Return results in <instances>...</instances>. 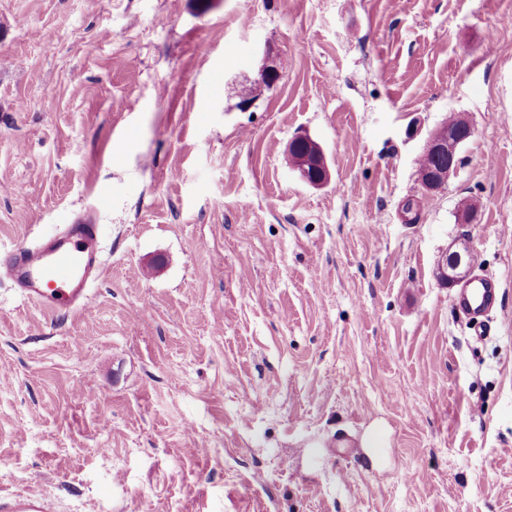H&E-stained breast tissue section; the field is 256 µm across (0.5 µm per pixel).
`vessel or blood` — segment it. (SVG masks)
Listing matches in <instances>:
<instances>
[{"instance_id":"vessel-or-blood-1","label":"vessel or blood","mask_w":512,"mask_h":512,"mask_svg":"<svg viewBox=\"0 0 512 512\" xmlns=\"http://www.w3.org/2000/svg\"><path fill=\"white\" fill-rule=\"evenodd\" d=\"M101 266L98 226L86 215L63 234L5 251L0 279L11 283L24 301L58 315L79 310ZM498 288L494 279L479 276L456 294L454 304L471 316L474 335L489 333L483 316L495 307ZM0 512H49V505L44 497L13 492L0 495Z\"/></svg>"}]
</instances>
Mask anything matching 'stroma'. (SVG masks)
<instances>
[{"label":"stroma","instance_id":"obj_1","mask_svg":"<svg viewBox=\"0 0 512 512\" xmlns=\"http://www.w3.org/2000/svg\"><path fill=\"white\" fill-rule=\"evenodd\" d=\"M452 113L474 133L427 195ZM92 207L84 310L0 281L1 492L512 512V0H0V250ZM460 244L500 284L480 339L437 277ZM457 117L451 115L448 120L441 126L436 128L429 136L426 149L431 153L424 152L420 168L436 167L439 160L433 155H438L447 158V162L441 163L435 169L428 170L419 174L420 183L422 188L428 194H434L442 190L447 184L448 179L457 170L459 163L458 148L461 142L468 140L472 133L473 128L469 119L465 117L459 118V123L455 125ZM294 169L298 171L300 178L304 182L313 186L324 185L330 179L329 168L320 147L312 153L302 156L294 166Z\"/></svg>","mask_w":512,"mask_h":512}]
</instances>
